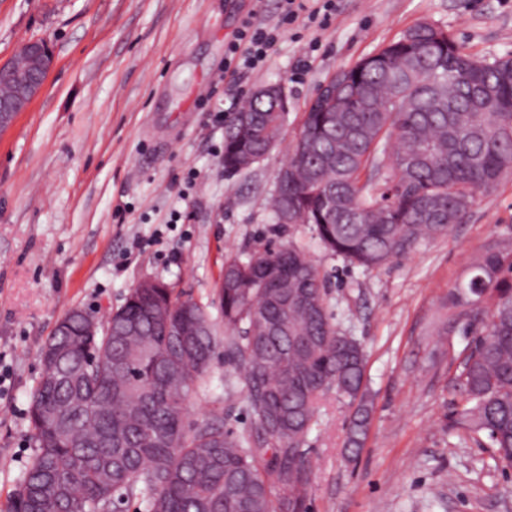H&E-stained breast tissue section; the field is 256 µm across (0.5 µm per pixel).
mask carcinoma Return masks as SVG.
<instances>
[{
	"instance_id": "cac0c4a2",
	"label": "carcinoma",
	"mask_w": 512,
	"mask_h": 512,
	"mask_svg": "<svg viewBox=\"0 0 512 512\" xmlns=\"http://www.w3.org/2000/svg\"><path fill=\"white\" fill-rule=\"evenodd\" d=\"M336 74V109L310 102L301 139L278 172L270 215L311 226L351 267L380 268L448 233L478 195L512 170V58L478 59L444 29L421 22ZM250 118L257 134L241 132ZM285 115L251 98L224 132V172L246 171L276 143L260 131ZM326 277L287 241L229 255L218 288L224 363L233 369L256 438L224 427L215 409L186 423L189 398L212 378L217 324L208 307L165 282L134 288L89 336L62 317L40 350L30 395L36 448L9 512H308L303 445L322 399L351 408L345 446L362 447L370 415L365 353L336 325ZM285 293L304 295L281 305ZM474 335L457 376V423L485 432L512 466V250L488 249L448 294ZM180 319L185 334L170 336Z\"/></svg>"
}]
</instances>
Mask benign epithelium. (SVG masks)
Returning <instances> with one entry per match:
<instances>
[{
  "instance_id": "obj_1",
  "label": "benign epithelium",
  "mask_w": 512,
  "mask_h": 512,
  "mask_svg": "<svg viewBox=\"0 0 512 512\" xmlns=\"http://www.w3.org/2000/svg\"><path fill=\"white\" fill-rule=\"evenodd\" d=\"M53 65L52 50L44 39L22 44L13 61L0 65V75L8 76L11 85L8 93L0 95V131L11 126L16 116L38 97ZM254 97L273 104L282 112L288 111L287 93L280 83L257 89Z\"/></svg>"
}]
</instances>
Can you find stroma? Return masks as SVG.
Instances as JSON below:
<instances>
[{"label": "stroma", "mask_w": 512, "mask_h": 512, "mask_svg": "<svg viewBox=\"0 0 512 512\" xmlns=\"http://www.w3.org/2000/svg\"><path fill=\"white\" fill-rule=\"evenodd\" d=\"M276 10L277 0H0V62L36 38L55 54L41 94L0 132V512L33 453L39 348L62 316H106L146 277L218 313L225 255L287 240L309 245L328 275L336 323L364 346L371 400L352 462L349 408L323 401L305 443L309 512H512V468L486 434L451 420L469 339L448 311L483 251L512 245V172L445 236L369 273L313 245L307 225L271 223L268 209L321 83L423 21L466 53L512 54V0H340L316 46L307 30L284 36L262 69L226 77L242 21ZM307 54L310 70L296 74ZM274 82L288 94L282 141L250 171L225 173L212 109L238 111ZM233 380L216 359L188 422L220 407L226 428L253 435Z\"/></svg>", "instance_id": "obj_1"}]
</instances>
